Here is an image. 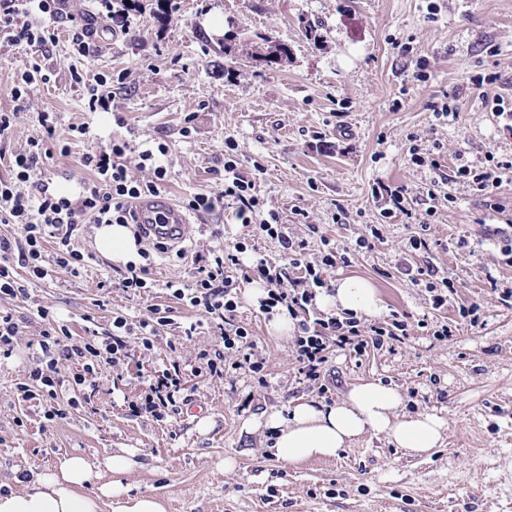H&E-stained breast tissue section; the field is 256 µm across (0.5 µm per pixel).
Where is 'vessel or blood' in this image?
<instances>
[{"label":"vessel or blood","mask_w":512,"mask_h":512,"mask_svg":"<svg viewBox=\"0 0 512 512\" xmlns=\"http://www.w3.org/2000/svg\"><path fill=\"white\" fill-rule=\"evenodd\" d=\"M139 233L144 242L180 243L190 224L188 213L165 195L147 196L134 205Z\"/></svg>","instance_id":"obj_1"}]
</instances>
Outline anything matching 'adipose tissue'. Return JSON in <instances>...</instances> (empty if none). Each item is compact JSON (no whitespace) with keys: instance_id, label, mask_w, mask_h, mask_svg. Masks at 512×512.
I'll return each mask as SVG.
<instances>
[{"instance_id":"ef3b65f1","label":"adipose tissue","mask_w":512,"mask_h":512,"mask_svg":"<svg viewBox=\"0 0 512 512\" xmlns=\"http://www.w3.org/2000/svg\"><path fill=\"white\" fill-rule=\"evenodd\" d=\"M96 241L99 250L115 261L126 262L137 256V244L125 225H102ZM318 301L326 307L368 316L381 311L373 286L356 277L337 280L333 292L322 293ZM400 404L395 388L369 382L354 387L341 403L301 402L289 415L273 412L264 420L246 421L244 427L273 430L275 454L288 463L336 456L367 433L386 436L412 453L436 447L446 429L445 420L431 413L398 415ZM135 466L132 454L113 455L106 463L111 478L103 482L83 458H63L53 471L38 476L23 491L0 494V512H99V501L104 497L116 499V512H164L162 503L153 496H129L122 478ZM91 484L96 487L92 495L86 492Z\"/></svg>"}]
</instances>
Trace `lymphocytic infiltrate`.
<instances>
[{"mask_svg":"<svg viewBox=\"0 0 512 512\" xmlns=\"http://www.w3.org/2000/svg\"><path fill=\"white\" fill-rule=\"evenodd\" d=\"M60 0H0V30H7L10 41L19 47H36L49 51L58 41V23L65 14ZM53 74L40 65L24 71L13 88L14 111L0 112V136L8 135L19 112L34 111L36 87L49 84ZM36 113L39 132L26 152L10 159L11 175L0 180V223L17 225L21 242L0 238V295L24 300L29 295L30 282L46 279L50 267H58L79 275L85 266L84 255L71 246V239L82 224H125L132 216V205L140 198L165 192L170 180L161 158L167 144L146 147L138 153L136 167H129V143L115 141L111 146L83 155L80 166L87 177L78 179V189L63 191L39 179L38 173L52 151L48 146L55 133L52 113ZM238 146L233 139L224 142V187L216 192H201L188 199L186 207L197 214H209L218 209L224 199L236 206L235 216L242 226L256 227L260 234L277 241L285 258L278 264L259 260L256 273L265 285L267 295L259 308L272 314L274 308H286L298 321L295 336L296 360L308 379L320 376L329 345L344 348L354 345L359 336V323L351 317L330 314L310 319V307L315 291L323 287V268L337 265L335 250H327L320 263L304 259L306 244L294 239L275 208L265 207L255 193V184L239 170ZM144 177H136V170ZM54 242V252H46L47 242ZM246 244L237 241L232 249L214 254L204 263L196 264L194 283L185 286L170 280L166 288L174 298L190 307L204 308L217 314L224 322L223 348L201 351L199 357L210 373H218L225 355H238L252 348L250 331L234 321L239 306L233 281V269L242 265L240 259ZM36 316L43 329L38 348L32 357L26 383L19 385L22 398L38 400L43 417L48 421L65 418L75 401L68 392L73 387H89L102 366H117L127 355L130 343L152 349L154 336L162 319L156 310L135 318L115 317L111 330L93 334L89 341L72 342L67 325L56 320L51 309L40 306ZM76 365L72 381L58 375L62 363ZM185 369L179 363L156 370L146 387L131 402L133 413L158 420L165 414H178L177 399L185 385Z\"/></svg>","mask_w":512,"mask_h":512,"instance_id":"lymphocytic-infiltrate-1","label":"lymphocytic infiltrate"}]
</instances>
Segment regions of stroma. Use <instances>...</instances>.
<instances>
[{
	"label": "stroma",
	"instance_id": "obj_1",
	"mask_svg": "<svg viewBox=\"0 0 512 512\" xmlns=\"http://www.w3.org/2000/svg\"><path fill=\"white\" fill-rule=\"evenodd\" d=\"M140 11L115 13L108 29L113 48L73 54L67 30L49 53L10 45L0 33V111L15 105L13 86L33 64L56 73L35 93L30 112L18 113L0 139V179L10 175L13 154L28 150L34 114L53 112L56 135L68 155L45 161L42 178L76 188L80 159L115 140L140 149L166 141L167 195L184 203L217 190L224 139L238 144L241 173L256 182L264 202L278 208L291 236L305 241L308 261L325 246L347 253L348 264L328 269V283L346 277L369 281L382 311L362 317L363 328L390 327L406 318L407 336L359 350L330 347L318 380L301 374L292 337L275 335L256 299L242 295L236 320L255 341L266 380L240 370L218 378L192 366L200 350L220 348L216 315L185 306L165 283L192 285L193 254L209 258L247 238L245 265L280 261L276 243L246 236L232 202L195 216L185 244L188 259L156 254L154 288L132 295L103 287L124 263L101 253L95 227L85 224L72 246L89 260L81 276L52 270L33 285L27 301L0 297V309L18 324V353L0 360V491L20 490L22 479L80 456L104 469L112 454L129 450L140 466L126 475L131 493L159 497L165 512H512V308L500 292L512 287V264L500 251L501 229L512 225V171L483 192L459 179L440 183L437 173L413 165L418 144L439 154L442 173L457 161L480 168L489 156L512 160V118L489 107L495 97L512 106V0H174L156 19L157 0H139ZM287 45L288 57L267 62L268 42ZM86 81L123 76L114 93L123 117L91 112L69 81L71 68ZM499 73L497 84L476 89L475 73ZM457 97L455 120L436 119L429 102ZM195 132L184 138L186 118ZM86 126L85 135L73 128ZM263 173H256L255 164ZM405 185L403 212L380 214L374 183ZM434 191L428 250L405 243ZM346 223L335 220L338 209ZM318 225L311 233L310 225ZM223 234H216V226ZM380 236L358 247L367 226ZM433 265L448 280V297L434 308L414 269ZM44 305L68 325L73 341L105 331L118 315L152 307L167 321L153 349L130 344L128 357L98 374L92 403L66 419L45 421L37 401L16 387L28 376L29 346L42 329L32 309ZM201 322L193 335L190 323ZM449 324L451 337L434 331ZM189 366L186 402L179 415L151 421L128 404L143 381L170 360ZM378 382L402 396L399 414L442 417L447 428L436 448L412 454L382 436L357 438L340 456L291 464L275 457L274 435L246 431L245 420L287 411L299 399L335 404L355 386ZM236 467L225 471L224 460Z\"/></svg>",
	"mask_w": 512,
	"mask_h": 512
}]
</instances>
